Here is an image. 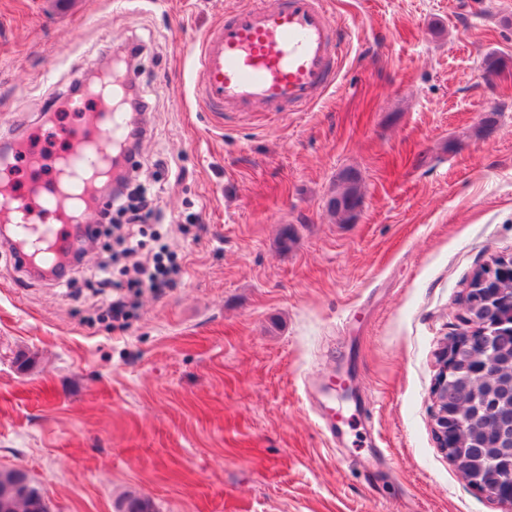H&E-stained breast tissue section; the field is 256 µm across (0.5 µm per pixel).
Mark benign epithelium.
Listing matches in <instances>:
<instances>
[{"mask_svg":"<svg viewBox=\"0 0 512 512\" xmlns=\"http://www.w3.org/2000/svg\"><path fill=\"white\" fill-rule=\"evenodd\" d=\"M510 301L511 254L498 256L473 273L464 302L466 329L440 349L431 392L439 450L471 487L507 504H512V429L502 420L505 408L497 389L504 375L512 377V354H505L494 345V330L499 324L490 323L485 314L494 305ZM474 413L495 426L497 468L491 476L474 469L462 453V448L475 439L466 422ZM0 496L5 506L24 512L18 487L4 485Z\"/></svg>","mask_w":512,"mask_h":512,"instance_id":"7a95c632","label":"benign epithelium"}]
</instances>
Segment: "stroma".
Listing matches in <instances>:
<instances>
[{
	"instance_id": "35a3bbf8",
	"label": "stroma",
	"mask_w": 512,
	"mask_h": 512,
	"mask_svg": "<svg viewBox=\"0 0 512 512\" xmlns=\"http://www.w3.org/2000/svg\"><path fill=\"white\" fill-rule=\"evenodd\" d=\"M247 2L0 0V142L139 45L142 242L188 259L123 330L0 248V467L50 512H512L438 449L430 396L472 274L512 253V0H332L335 82L218 127L192 58Z\"/></svg>"
}]
</instances>
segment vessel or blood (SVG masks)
Listing matches in <instances>:
<instances>
[{"label":"vessel or blood","mask_w":512,"mask_h":512,"mask_svg":"<svg viewBox=\"0 0 512 512\" xmlns=\"http://www.w3.org/2000/svg\"><path fill=\"white\" fill-rule=\"evenodd\" d=\"M342 53L341 33L326 0H249L232 8L202 40L193 58L196 91L218 122L228 112L302 109L330 86ZM123 93L120 79H113L98 109H89L84 98L70 100L76 125L46 117L14 140L12 153L19 162L0 172V223L12 226V243L23 265H55L69 239L63 157H70L72 167L84 175L81 224L104 209L92 173L124 139ZM55 137L69 141L66 156L42 158L35 141Z\"/></svg>","instance_id":"b4317fda"}]
</instances>
